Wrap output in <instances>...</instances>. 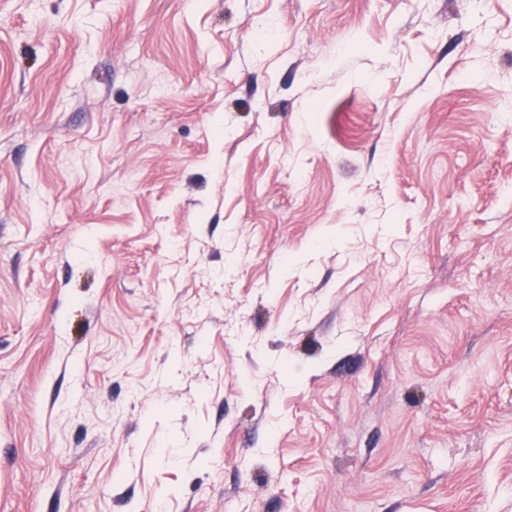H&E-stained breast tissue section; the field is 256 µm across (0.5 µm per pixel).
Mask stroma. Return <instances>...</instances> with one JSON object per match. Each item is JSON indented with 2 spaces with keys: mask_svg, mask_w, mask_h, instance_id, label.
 Returning a JSON list of instances; mask_svg holds the SVG:
<instances>
[{
  "mask_svg": "<svg viewBox=\"0 0 512 512\" xmlns=\"http://www.w3.org/2000/svg\"><path fill=\"white\" fill-rule=\"evenodd\" d=\"M512 0H0V512H512Z\"/></svg>",
  "mask_w": 512,
  "mask_h": 512,
  "instance_id": "35a3bbf8",
  "label": "stroma"
}]
</instances>
